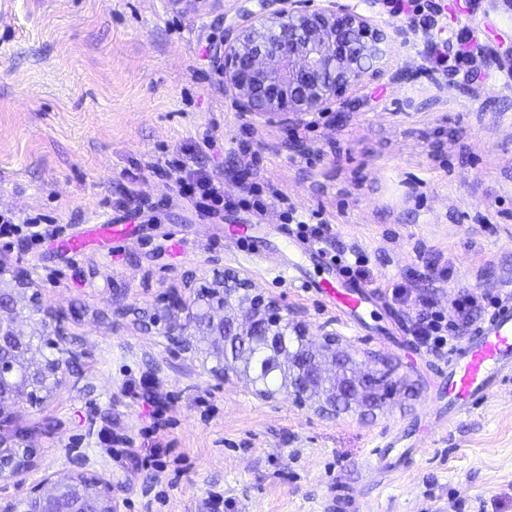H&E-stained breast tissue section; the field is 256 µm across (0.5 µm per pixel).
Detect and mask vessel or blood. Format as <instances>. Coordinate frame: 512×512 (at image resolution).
Wrapping results in <instances>:
<instances>
[{
  "label": "vessel or blood",
  "mask_w": 512,
  "mask_h": 512,
  "mask_svg": "<svg viewBox=\"0 0 512 512\" xmlns=\"http://www.w3.org/2000/svg\"><path fill=\"white\" fill-rule=\"evenodd\" d=\"M228 238L250 260L272 263L279 276L287 278L290 284L330 298L342 319L353 328H360L368 305L379 298L375 289L347 278L319 247L303 248L298 256L282 259L270 241L258 235L253 226L230 229ZM309 262L321 267L320 279L308 277L305 265ZM443 371L448 380V407L455 413L470 411L488 397L501 381L512 376L511 296L497 303L471 341L449 350ZM412 453V448L401 447L396 438L377 445L371 451L387 478L394 477L398 472L396 458Z\"/></svg>",
  "instance_id": "b4317fda"
}]
</instances>
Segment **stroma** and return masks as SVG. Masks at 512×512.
<instances>
[{"label":"stroma","instance_id":"35a3bbf8","mask_svg":"<svg viewBox=\"0 0 512 512\" xmlns=\"http://www.w3.org/2000/svg\"><path fill=\"white\" fill-rule=\"evenodd\" d=\"M419 4L417 36L388 51L405 79L365 82L357 111L293 132L224 95L212 49L239 0H11L0 13V212L57 229L0 237V264L31 271L84 351L19 413L36 432L28 482L95 471L121 512H212L216 497L222 512H350L340 486L370 512H512V380L449 416L446 353L414 341L413 302L387 289L443 313L470 292L481 322L512 285V11ZM180 164L223 182V204L181 195L168 176ZM108 219L123 240L102 235ZM238 224L286 229L283 249L304 225H334L330 253L359 252L361 282L381 293L363 332L226 244ZM228 267L332 323L356 359L386 360L400 390L372 414L326 418L283 393L259 400L233 373L216 383L203 350L172 354L147 327L157 299ZM396 435L418 452L376 484L369 450Z\"/></svg>","mask_w":512,"mask_h":512}]
</instances>
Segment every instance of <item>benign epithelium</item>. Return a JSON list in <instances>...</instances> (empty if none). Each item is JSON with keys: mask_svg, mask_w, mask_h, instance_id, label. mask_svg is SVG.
Returning a JSON list of instances; mask_svg holds the SVG:
<instances>
[{"mask_svg": "<svg viewBox=\"0 0 512 512\" xmlns=\"http://www.w3.org/2000/svg\"><path fill=\"white\" fill-rule=\"evenodd\" d=\"M413 33L403 23L377 26L351 0H254L224 25L214 61L236 111L287 129L312 115L333 111L340 120L355 111L359 101L351 91L382 78L387 48L406 45ZM33 285L28 270L0 264V480L23 490L0 500V512H119L112 481L102 474L48 476L30 485L22 478L37 449L17 414L65 383L83 355L66 332L63 311L43 306L35 293L22 303ZM23 321L37 328L25 334ZM150 327L181 352L195 350L198 341L207 345L214 361L207 372L218 381L224 380V344L251 337L271 362L294 367L297 381L283 389L301 408L315 404L321 413L338 415L373 410L385 400L380 381H390L387 373L361 369L335 331L323 324L311 333L297 312L236 269H224L218 289L162 296Z\"/></svg>", "mask_w": 512, "mask_h": 512, "instance_id": "1", "label": "benign epithelium"}]
</instances>
